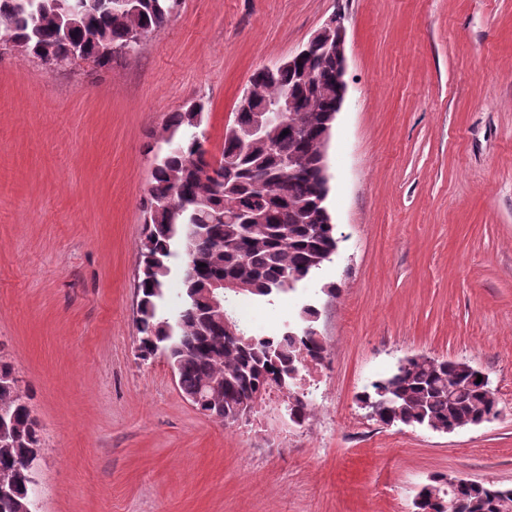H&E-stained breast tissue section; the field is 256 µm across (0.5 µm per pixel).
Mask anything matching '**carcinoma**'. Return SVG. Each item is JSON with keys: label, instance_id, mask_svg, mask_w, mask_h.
<instances>
[{"label": "carcinoma", "instance_id": "obj_1", "mask_svg": "<svg viewBox=\"0 0 512 512\" xmlns=\"http://www.w3.org/2000/svg\"><path fill=\"white\" fill-rule=\"evenodd\" d=\"M0 0V38L36 58L53 55L70 62L80 48L96 66L112 64L100 53L107 45L124 44L131 31L141 39L160 30L178 12L181 0H138L134 12L121 13L108 0ZM287 95L297 103L263 139L241 137L254 111ZM336 104V59L325 54L305 57L298 70L252 76L234 119L224 133L221 157L206 161L200 130L204 104L195 102L171 113L165 127L169 148L155 156L152 181L143 202L145 237L138 281L139 356L147 360L159 350L177 373L183 395H194L208 383L224 381V398L202 407L203 414L224 422L258 398L272 380L293 387L289 373L301 360L320 363L324 343L305 327L281 336H253L237 326L240 338L228 340L214 317L208 289L219 280L235 281L243 293L269 298L307 279L336 252V225L322 199L328 194L319 176L328 141L322 138ZM296 160L294 173L286 161ZM183 224L198 229L185 250L197 264L184 272L175 312L164 310L169 259L181 242ZM480 372H463L451 360L411 356L389 376L370 383L357 397L373 402L387 394L394 402L380 412L391 425L446 428L497 413V399L477 382ZM13 366L0 359V406L9 408L0 439V478L11 491L0 497V512H37L32 508L36 464H25L41 447L38 425L27 397L16 391ZM466 382L464 391L448 390ZM309 393L288 403L290 420L303 423ZM465 512H512V487L482 483L459 490Z\"/></svg>", "mask_w": 512, "mask_h": 512}]
</instances>
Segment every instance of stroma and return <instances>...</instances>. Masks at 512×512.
<instances>
[{"label": "stroma", "mask_w": 512, "mask_h": 512, "mask_svg": "<svg viewBox=\"0 0 512 512\" xmlns=\"http://www.w3.org/2000/svg\"><path fill=\"white\" fill-rule=\"evenodd\" d=\"M347 92L327 149L338 251L295 290L238 297L254 336L314 306L327 358L227 425L136 327L142 201L171 112L219 154L244 88L333 15ZM0 355L43 440L38 512H415L441 474L512 487V0H183L133 56L50 72L0 54ZM413 355L488 376L492 421L385 425L356 400Z\"/></svg>", "instance_id": "obj_1"}]
</instances>
